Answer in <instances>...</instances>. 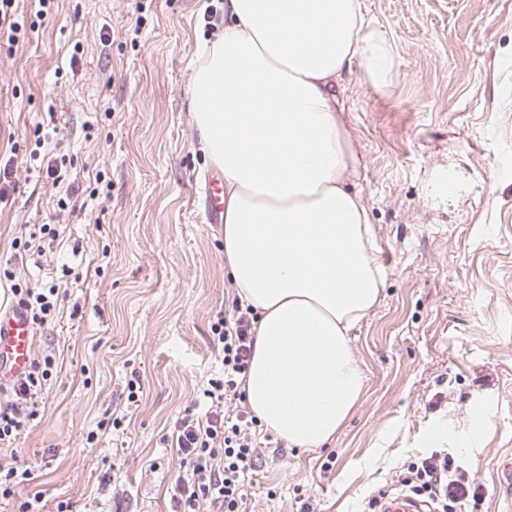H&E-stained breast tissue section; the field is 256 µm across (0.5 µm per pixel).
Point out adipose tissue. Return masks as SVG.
Here are the masks:
<instances>
[{
  "label": "adipose tissue",
  "mask_w": 512,
  "mask_h": 512,
  "mask_svg": "<svg viewBox=\"0 0 512 512\" xmlns=\"http://www.w3.org/2000/svg\"><path fill=\"white\" fill-rule=\"evenodd\" d=\"M362 0H224V31L200 48L191 110L224 173V265L257 315L243 381L264 426L318 448L363 391L352 336L385 272L339 93L353 67L376 81L388 45Z\"/></svg>",
  "instance_id": "obj_1"
}]
</instances>
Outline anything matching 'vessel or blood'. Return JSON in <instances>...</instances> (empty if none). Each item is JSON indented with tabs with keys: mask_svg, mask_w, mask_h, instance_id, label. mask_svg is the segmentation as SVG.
Wrapping results in <instances>:
<instances>
[{
	"mask_svg": "<svg viewBox=\"0 0 512 512\" xmlns=\"http://www.w3.org/2000/svg\"><path fill=\"white\" fill-rule=\"evenodd\" d=\"M224 175L215 172L205 187L208 220L213 224L224 221ZM34 335L26 312L18 307L0 309V384L27 373L33 359ZM381 512H426L423 503L396 493L381 501Z\"/></svg>",
	"mask_w": 512,
	"mask_h": 512,
	"instance_id": "b4317fda",
	"label": "vessel or blood"
}]
</instances>
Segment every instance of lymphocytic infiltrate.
<instances>
[{"instance_id":"f902f5d3","label":"lymphocytic infiltrate","mask_w":512,"mask_h":512,"mask_svg":"<svg viewBox=\"0 0 512 512\" xmlns=\"http://www.w3.org/2000/svg\"><path fill=\"white\" fill-rule=\"evenodd\" d=\"M10 291L32 324L54 318L60 289L12 284ZM256 316L251 307L232 299L211 325L212 343L221 353L224 369L209 378L200 394L178 417L170 436L182 473L170 496L171 512H245L244 486L260 460L256 442L259 420L247 411L239 386L247 373L255 341ZM53 362L33 360L26 376L0 387V444L15 439L38 414ZM448 458L429 457L408 483L415 495L436 501L442 512H453L468 499L466 484L449 476Z\"/></svg>"}]
</instances>
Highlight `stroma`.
<instances>
[{
  "label": "stroma",
  "instance_id": "obj_1",
  "mask_svg": "<svg viewBox=\"0 0 512 512\" xmlns=\"http://www.w3.org/2000/svg\"><path fill=\"white\" fill-rule=\"evenodd\" d=\"M362 2L393 57L382 83L355 67L342 96L386 273L354 331L364 390L322 447L263 439L246 512H369L435 454L476 491L461 512H512L500 470L512 460V0ZM19 8L26 27L0 40V166L13 168L0 272L67 296L33 329L55 369L0 463L29 468L23 493L44 512H169L179 460L167 437L220 367L208 336L230 279L188 91L224 0ZM40 137L65 157L63 182L35 170ZM71 189L84 209L66 204ZM35 224L65 225L63 247L14 259L12 240ZM438 425L446 438L426 443Z\"/></svg>",
  "mask_w": 512,
  "mask_h": 512
}]
</instances>
